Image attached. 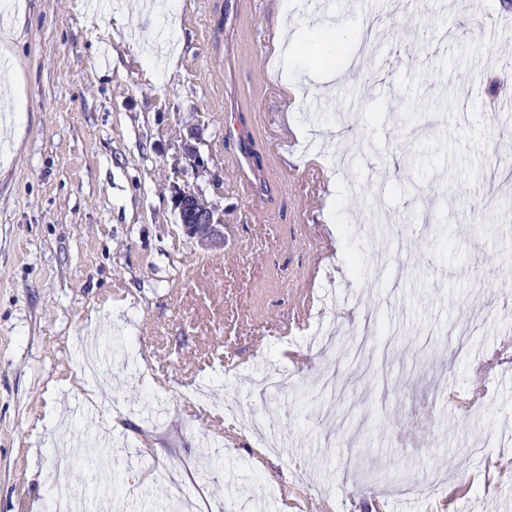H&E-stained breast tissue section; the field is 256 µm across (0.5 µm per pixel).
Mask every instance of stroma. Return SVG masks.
<instances>
[{"label": "stroma", "instance_id": "stroma-1", "mask_svg": "<svg viewBox=\"0 0 512 512\" xmlns=\"http://www.w3.org/2000/svg\"><path fill=\"white\" fill-rule=\"evenodd\" d=\"M0 84L23 90L18 135L0 161V512H53V458L72 459L70 495L88 512L113 494L166 512L140 449L172 472L207 466L185 512H512V445L470 444L512 419V232L479 225L512 210V156L500 144L512 112V0H170L163 19L111 28L103 0H21ZM323 17L376 24L380 47L314 89L310 60L264 68L267 28ZM253 101L255 140L271 193L236 179L241 148L225 137L234 96ZM307 130L280 145L282 124ZM200 126L206 170H183L180 135ZM343 192L332 198L329 181ZM198 189L223 217L224 247L184 235L173 196ZM335 199L340 224L321 218ZM452 227L440 240L437 227ZM315 303L297 323L302 291ZM349 293L336 309L332 291ZM481 312L483 333L447 348L455 324ZM374 364L357 375L335 343L366 314ZM127 346L108 386L122 431L100 427L77 359L91 335ZM479 411L433 403L429 390L470 388ZM204 387L198 403L177 402ZM434 429L405 438L415 414ZM275 432L285 453L255 465ZM226 466L213 472L211 455ZM428 479L429 494L397 487Z\"/></svg>", "mask_w": 512, "mask_h": 512}]
</instances>
